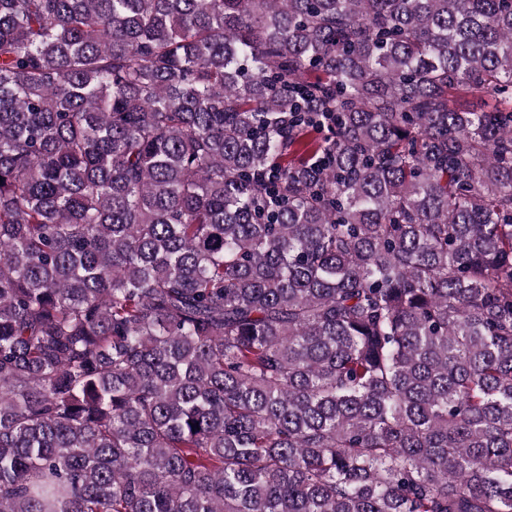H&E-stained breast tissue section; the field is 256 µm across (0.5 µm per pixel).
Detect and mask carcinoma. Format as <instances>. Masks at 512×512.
<instances>
[{"instance_id":"cac0c4a2","label":"carcinoma","mask_w":512,"mask_h":512,"mask_svg":"<svg viewBox=\"0 0 512 512\" xmlns=\"http://www.w3.org/2000/svg\"><path fill=\"white\" fill-rule=\"evenodd\" d=\"M0 512H512V0H0Z\"/></svg>"}]
</instances>
